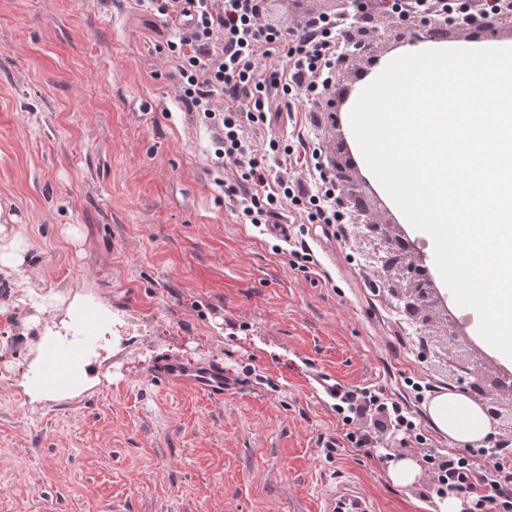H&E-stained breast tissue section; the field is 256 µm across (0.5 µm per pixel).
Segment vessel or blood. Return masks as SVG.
I'll return each mask as SVG.
<instances>
[{"mask_svg":"<svg viewBox=\"0 0 512 512\" xmlns=\"http://www.w3.org/2000/svg\"><path fill=\"white\" fill-rule=\"evenodd\" d=\"M98 324L95 310L82 313L77 324L79 339L74 343L57 344L51 341L43 346V363L39 373L41 387L50 393L65 394L79 378L84 365L85 350L92 343ZM156 372L168 383L186 386L209 397L223 398L233 384L225 379L222 372L200 366L189 368L170 362L157 367ZM326 512H372L366 499L355 491L351 482L336 484L335 494L330 495Z\"/></svg>","mask_w":512,"mask_h":512,"instance_id":"1","label":"vessel or blood"}]
</instances>
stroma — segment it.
Returning a JSON list of instances; mask_svg holds the SVG:
<instances>
[{
  "label": "stroma",
  "mask_w": 512,
  "mask_h": 512,
  "mask_svg": "<svg viewBox=\"0 0 512 512\" xmlns=\"http://www.w3.org/2000/svg\"><path fill=\"white\" fill-rule=\"evenodd\" d=\"M336 0H273L277 27L332 13ZM171 31L135 0H0V236L25 246L0 268V512H323L337 480L378 512H436L430 478L409 489L392 457L455 451L410 381L461 391L447 341L399 318L352 208L322 231L302 225L319 264L290 266L280 239L236 223L213 182L212 136L176 96L160 51ZM314 136L325 165L345 161V130L308 109L257 140ZM95 308V341L77 391H26L45 336H71ZM163 361L211 366L236 387L216 400L152 375ZM372 387L404 405L425 444L377 427L369 448L346 431L321 379Z\"/></svg>",
  "instance_id": "stroma-1"
}]
</instances>
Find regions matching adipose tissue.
I'll list each match as a JSON object with an SVG mask.
<instances>
[{"mask_svg":"<svg viewBox=\"0 0 512 512\" xmlns=\"http://www.w3.org/2000/svg\"><path fill=\"white\" fill-rule=\"evenodd\" d=\"M427 413L433 427L462 449L481 447L492 431L482 403L459 392L438 393L430 400Z\"/></svg>","mask_w":512,"mask_h":512,"instance_id":"1","label":"adipose tissue"}]
</instances>
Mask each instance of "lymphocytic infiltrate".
<instances>
[{
  "label": "lymphocytic infiltrate",
  "instance_id": "lymphocytic-infiltrate-1",
  "mask_svg": "<svg viewBox=\"0 0 512 512\" xmlns=\"http://www.w3.org/2000/svg\"><path fill=\"white\" fill-rule=\"evenodd\" d=\"M151 2L175 27L166 50L178 98L214 134V182L236 220L263 232L289 211L310 224L343 223L319 145L301 137L260 143L251 134L270 123L278 99H307L326 86L338 62V18L321 14L302 29H282L261 22L262 0ZM281 157L290 160L285 176L272 171ZM228 163L237 172L231 179L224 175ZM372 406L402 441H422L413 414L374 389L346 392L336 412L353 424ZM504 447L499 440L491 449L468 448L445 458L430 452L422 460L438 486L468 499L465 512H512V455Z\"/></svg>",
  "mask_w": 512,
  "mask_h": 512
}]
</instances>
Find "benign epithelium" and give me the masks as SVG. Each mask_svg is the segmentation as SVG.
I'll return each mask as SVG.
<instances>
[{
	"instance_id": "1",
	"label": "benign epithelium",
	"mask_w": 512,
	"mask_h": 512,
	"mask_svg": "<svg viewBox=\"0 0 512 512\" xmlns=\"http://www.w3.org/2000/svg\"><path fill=\"white\" fill-rule=\"evenodd\" d=\"M473 8L474 14L460 22H450L445 17L430 18L414 11L397 14L383 9L378 0H372V7L365 9L359 17L353 18L351 14L343 11L340 16L343 17L346 28L343 29V37L339 41L342 53L336 73L355 72L361 65L371 66L379 60V56L373 54V45L381 38V24L384 22L399 26L410 19L416 21V25L408 28L407 33L410 34V40L417 42L422 39V35L430 34L434 26L444 27L450 34L470 30L493 32L502 20L512 17V0H504V6L494 15L485 14L481 0H474ZM349 167V163L344 166L336 165L333 171L337 184L343 190L340 202L347 201L352 204L356 199L363 198V193L361 184L353 181L346 173ZM355 213L356 217L363 218L361 233L364 237L384 240V248L375 253L373 260L380 265V271L386 277L395 276L407 282L406 287L394 289L398 308L407 310L413 322L420 326L422 343H427L428 323L431 321L427 309L439 304L429 268L410 258L406 247L401 252H396L394 243L398 242V238L389 235L383 224L369 217L364 205L355 208ZM447 363L449 376L455 380H469V388L481 391L482 400L487 404H495L501 392L512 396L511 373H501L494 379L491 387L485 388L478 371L463 356H450Z\"/></svg>"
}]
</instances>
